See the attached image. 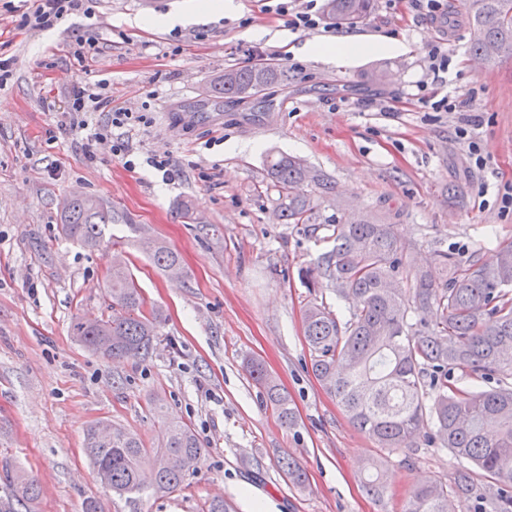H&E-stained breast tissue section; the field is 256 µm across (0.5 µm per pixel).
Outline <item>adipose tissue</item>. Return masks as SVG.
I'll return each instance as SVG.
<instances>
[{
  "label": "adipose tissue",
  "instance_id": "obj_1",
  "mask_svg": "<svg viewBox=\"0 0 512 512\" xmlns=\"http://www.w3.org/2000/svg\"><path fill=\"white\" fill-rule=\"evenodd\" d=\"M406 43L395 36H382L374 40L359 35L346 34L321 42L304 43L300 52L325 63L340 64L375 53L397 56L405 53Z\"/></svg>",
  "mask_w": 512,
  "mask_h": 512
}]
</instances>
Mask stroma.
<instances>
[{
  "label": "stroma",
  "instance_id": "obj_1",
  "mask_svg": "<svg viewBox=\"0 0 512 512\" xmlns=\"http://www.w3.org/2000/svg\"><path fill=\"white\" fill-rule=\"evenodd\" d=\"M192 2L94 0L104 45L81 63L67 44L84 17L48 33L20 31L10 0H0V59L10 64L0 88V461L38 481L35 512H82L89 499L100 512H206L215 499L227 512H252L254 499L266 512H401L415 487L452 483L456 462L437 444L382 452L314 377L306 305L324 302L343 321L353 305L330 286L305 287L300 270L326 250L332 229L277 222L264 157L275 149L325 172L336 191L321 217L349 205L376 214L410 245L417 266L433 265L440 251L490 259L512 242V210L500 207L512 185V51L475 65L465 21L442 30L407 0H375L352 25L326 15L306 31L278 15V0H234L233 15L175 32L141 23ZM255 28L265 37L249 38ZM340 34L394 35L408 51L339 66L299 52ZM439 40L452 63L437 80L428 51ZM252 49L287 66V83L240 104L210 96L209 84L249 64ZM376 67L389 71L384 84L365 80ZM81 79L108 80L116 105L148 118L129 133L135 169L105 144L87 158L85 134L62 130L67 90ZM425 91L465 107L423 108ZM466 120L489 152L485 168L456 135ZM164 153L176 164L169 179L146 162ZM75 196L112 210L107 246L88 250L62 236L61 215ZM184 201L188 220L178 212ZM144 237L181 254L180 279L142 252ZM116 243L147 305L164 316L147 360L98 357L70 333L74 317L109 314ZM250 358L287 392L294 426L266 403L245 366ZM169 419L189 424L202 443L194 473L165 496L113 498L84 454L87 429L109 422L155 448ZM379 457L389 481L380 500L363 487ZM287 458L304 470V487L281 471Z\"/></svg>",
  "mask_w": 512,
  "mask_h": 512
}]
</instances>
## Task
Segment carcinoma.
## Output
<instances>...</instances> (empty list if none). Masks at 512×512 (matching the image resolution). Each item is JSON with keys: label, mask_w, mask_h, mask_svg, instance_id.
<instances>
[{"label": "carcinoma", "mask_w": 512, "mask_h": 512, "mask_svg": "<svg viewBox=\"0 0 512 512\" xmlns=\"http://www.w3.org/2000/svg\"><path fill=\"white\" fill-rule=\"evenodd\" d=\"M475 36L469 51L492 61L512 49V0H463ZM372 0H327L335 19L354 24L366 18ZM288 78L278 63L228 67L210 85L217 98L246 101ZM267 188L276 192L275 211L282 224H311L320 200L334 192L322 171L302 159L270 153L265 158ZM111 211L89 197L74 198L61 230L88 249L105 243ZM332 246L300 270L308 288L328 281L339 299H351L350 318L340 323L330 307L313 302L303 313L304 337L311 351V370L336 398L352 425L377 447L399 451L439 441L456 460L453 489L438 480L416 487L404 512H512V386L469 392L448 383V372L460 370L488 379L512 372V242L500 244L489 261H462L441 251V277L415 269L409 246L394 230L372 217L341 219L328 237ZM162 271L182 266L180 254L152 239L140 241ZM111 314L86 321L77 316L72 335L89 351L106 359L137 353L149 357L162 323L158 310H145V299L125 261L112 263L107 282ZM281 422H295L288 394L263 364L246 362ZM84 452L101 485L119 499L136 502L144 494L163 495L183 486L204 454L194 430L170 420L160 445L149 450L140 438L121 427L101 437L87 429ZM155 470L146 486L142 470ZM297 487L306 476L298 463H281ZM365 484L367 493H387L384 471ZM11 495L0 512H33L39 498L37 481L23 473L9 477Z\"/></svg>", "instance_id": "carcinoma-1"}]
</instances>
